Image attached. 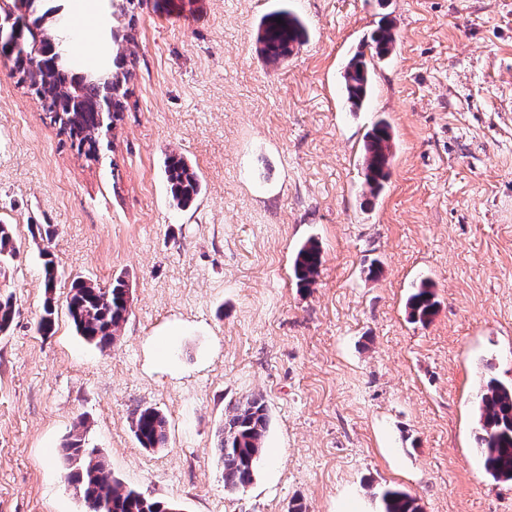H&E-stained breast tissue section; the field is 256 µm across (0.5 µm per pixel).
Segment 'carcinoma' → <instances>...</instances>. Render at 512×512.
<instances>
[{"instance_id": "cac0c4a2", "label": "carcinoma", "mask_w": 512, "mask_h": 512, "mask_svg": "<svg viewBox=\"0 0 512 512\" xmlns=\"http://www.w3.org/2000/svg\"><path fill=\"white\" fill-rule=\"evenodd\" d=\"M26 4L22 25L16 32L14 44L29 47L37 32H53L55 15L60 8L46 5V0H4L0 12L17 2ZM120 14L127 17L121 25L122 39L130 43L136 39L135 17L140 0H116ZM306 37L301 18L286 7L267 14L260 22L257 42L264 62L275 66L288 58L294 48ZM374 55L382 59L390 55L396 44L393 26L383 25L374 35ZM14 63L25 87L38 98L51 121L59 124L70 140V145L86 156L98 161L112 151L108 139V113L101 111V102L107 89H112V107L123 114L128 107L129 90L117 89L116 76L128 81L132 70L125 57L114 60V69L103 75L71 73L66 65H50L53 56L45 52L43 68L34 69L25 61L22 51H17ZM373 64L353 56L345 67L343 89L350 107L361 109L372 93ZM393 131L391 124L380 119L367 132L364 155V183L372 197L379 196L391 177L394 159ZM165 180L172 201L184 208L201 192L197 172L183 156L171 152L165 159ZM55 230L49 224H37L30 230L32 241L43 244L40 253L45 257L44 286H54L57 268L50 252L49 242ZM17 246L8 224H0V261L15 256ZM322 266V252L318 243L310 240L297 252L293 274L302 288L316 283ZM129 288L125 280L115 278L109 287L76 279L66 299L68 314L76 332L99 349L112 346L120 336L127 321ZM410 318L421 324L428 323L436 313L438 301L435 283L421 280L407 299ZM14 320L12 297L0 296V333L9 331ZM55 327V305L52 298L45 300L43 314L37 331L48 336ZM479 432L476 449L483 460L486 475L495 482H512V384H505L494 377H483L477 389ZM269 427V416L264 401L252 397L233 407L220 429L215 451L223 466L224 487L235 491L246 487L254 478L256 463L263 451ZM167 420L152 407L137 408L132 412L131 431L138 444L145 449L159 448L166 437ZM64 457L69 466L67 480L79 491L88 512H183L180 504L160 500L134 488H126L112 475L100 454L87 446L83 433L69 436L64 447ZM381 512H421L417 498L398 488H386L380 494Z\"/></svg>"}]
</instances>
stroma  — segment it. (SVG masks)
<instances>
[{"label": "stroma", "mask_w": 512, "mask_h": 512, "mask_svg": "<svg viewBox=\"0 0 512 512\" xmlns=\"http://www.w3.org/2000/svg\"><path fill=\"white\" fill-rule=\"evenodd\" d=\"M275 0H144L135 43L103 21L74 33L133 54L117 170L71 149L0 58V224L18 252L0 264L15 315L0 334V512H86L66 480L75 424L113 475L185 512H380L397 487L422 512H512V483L474 444L477 383H512V0H288L308 37L276 66L254 36ZM395 54L374 63L350 111L342 72L384 22ZM395 134L389 184L363 183L365 135ZM202 192L173 206L167 153ZM51 224L62 272L46 292L29 227ZM316 240V283L293 257ZM133 296L99 350L65 309L74 275ZM428 278L438 309L412 322ZM53 335L36 323L46 296ZM188 326L154 356L155 334ZM262 397L269 428L245 488H224L215 452L232 406ZM159 409L163 447L141 448L131 414ZM407 306L413 322L428 323L436 313L438 306L435 283L430 279L420 280L408 296Z\"/></svg>", "instance_id": "stroma-1"}]
</instances>
